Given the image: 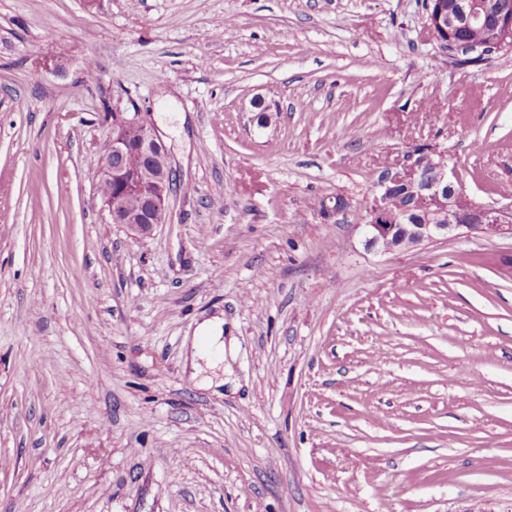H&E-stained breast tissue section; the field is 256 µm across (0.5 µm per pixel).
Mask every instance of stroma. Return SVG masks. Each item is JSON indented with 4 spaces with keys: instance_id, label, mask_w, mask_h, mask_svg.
<instances>
[{
    "instance_id": "1",
    "label": "stroma",
    "mask_w": 512,
    "mask_h": 512,
    "mask_svg": "<svg viewBox=\"0 0 512 512\" xmlns=\"http://www.w3.org/2000/svg\"><path fill=\"white\" fill-rule=\"evenodd\" d=\"M116 112L169 150L147 237L98 195ZM417 145L512 195V48L423 0H0V512H512V239L359 229ZM192 349V367L196 371V358L224 361V318L213 317L200 323L194 332Z\"/></svg>"
}]
</instances>
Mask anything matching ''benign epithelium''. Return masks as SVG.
I'll return each mask as SVG.
<instances>
[{"instance_id": "benign-epithelium-1", "label": "benign epithelium", "mask_w": 512, "mask_h": 512, "mask_svg": "<svg viewBox=\"0 0 512 512\" xmlns=\"http://www.w3.org/2000/svg\"><path fill=\"white\" fill-rule=\"evenodd\" d=\"M496 19V37L473 49L501 50L512 47V11L495 0H455L453 6L438 7L427 17V28L446 46L448 36L474 25ZM135 126L140 141L135 151L142 163L126 166L130 146L125 129ZM422 152L407 155L400 171H386L377 181L376 199L368 220L358 225L366 244L383 252L407 250L425 242L477 233L487 238H512V202L497 206L481 204L463 191L456 168L445 152L433 147L430 163L421 161ZM98 185L110 191L102 197L103 208L113 224H123L140 236L166 223V202L174 182L168 150L138 112H120L112 141L99 158Z\"/></svg>"}]
</instances>
